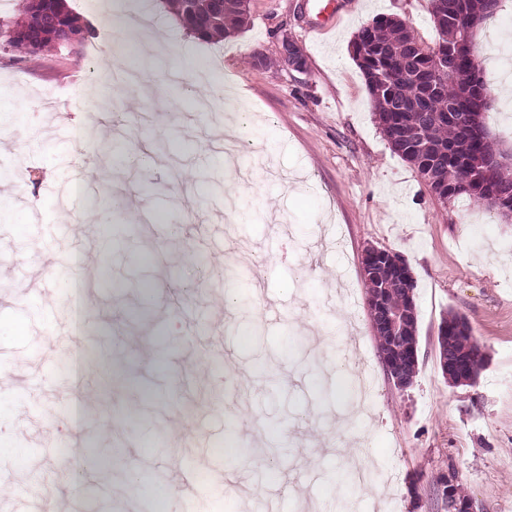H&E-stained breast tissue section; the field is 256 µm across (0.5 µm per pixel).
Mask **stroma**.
<instances>
[{
    "mask_svg": "<svg viewBox=\"0 0 512 512\" xmlns=\"http://www.w3.org/2000/svg\"><path fill=\"white\" fill-rule=\"evenodd\" d=\"M67 7L99 35L148 18L144 32L130 34L129 60L143 53L145 36L165 42L147 71L152 94L122 91L113 110L125 116L128 142L166 151L113 191L111 150L95 151L86 138L111 126L97 103L112 94L111 53L91 55L87 40L21 60L0 52V107L16 114L31 177L20 205L12 172L0 170V225L14 232L12 256L0 264V428L16 431L0 439V468L20 489H45L37 512H72L98 494L37 448L58 444L60 412L89 389L65 367L70 290L101 272L105 280L86 295L81 342L89 376L107 366L117 376L70 437L85 471L110 430L137 443L114 452L113 467L155 493L179 473H206L181 512H256L274 503L306 512L309 492L317 512H340L345 502L351 512H447L437 481L451 473L477 512H512V217L432 194L384 137L351 53L358 30L381 15L402 19L435 48L431 0H339L326 31L316 28L311 0H250L247 24L209 43L187 34L160 0H100L98 22L91 0ZM285 36L302 47L306 72L283 64ZM474 49L490 88L483 122L512 166V112L503 109L496 64L499 52H512V0L476 29ZM186 56L216 59L226 85L223 112L191 123L158 94L169 83L181 94L207 92L195 77L176 76ZM244 112L240 163L251 176L230 191L224 183L234 172L212 164L208 133L237 125ZM75 182L98 208L69 201ZM158 220L183 234H153ZM103 239L112 245L106 254L97 248ZM370 244L403 256L415 278L418 372L403 392L386 375L369 319L361 256ZM141 281L157 301L150 331L109 348L110 320L138 316L130 285ZM258 282L264 290L254 306L215 326L225 292ZM175 288L194 289L189 315L168 306ZM451 309L468 317L484 347L472 387L449 385L439 365L437 329ZM169 334L186 341L163 348ZM217 353L234 371L223 378L221 400L208 403L179 382L205 378ZM340 367L374 379L371 400L349 420L355 385H337ZM140 399L159 401L154 426L129 419ZM273 424L290 443L277 456L262 434ZM177 435L189 442L186 456L165 449ZM222 439L247 450L213 455ZM351 460L368 466L370 493L350 479Z\"/></svg>",
    "mask_w": 512,
    "mask_h": 512,
    "instance_id": "stroma-1",
    "label": "stroma"
}]
</instances>
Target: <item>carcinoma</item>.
<instances>
[{
	"mask_svg": "<svg viewBox=\"0 0 512 512\" xmlns=\"http://www.w3.org/2000/svg\"><path fill=\"white\" fill-rule=\"evenodd\" d=\"M431 14L439 31L437 48H425L402 20L382 16L361 28L352 42V54L362 70L373 99L380 128L392 149L406 162L422 170V149L439 150L431 192L442 202L463 195L482 202L494 192L512 210V173L489 183L477 173L479 160L498 149L488 133L478 134L480 113L475 111L486 90L472 44L467 41L466 18L480 9L483 0H431ZM194 38L209 42L221 39L246 22L245 0H222L212 9V0H164ZM453 12L456 23L443 25L438 17ZM19 20L11 24L12 38L4 50L17 58L40 53L48 46L60 47L83 29L69 13L64 0H19ZM446 61L437 78L439 90H427L434 56ZM387 303L396 308H416L408 298L405 284L383 273ZM480 344L467 336L448 335V343H438L439 355L465 361L469 371L479 376ZM99 484L119 493L127 475L108 464L99 470Z\"/></svg>",
	"mask_w": 512,
	"mask_h": 512,
	"instance_id": "1",
	"label": "carcinoma"
}]
</instances>
